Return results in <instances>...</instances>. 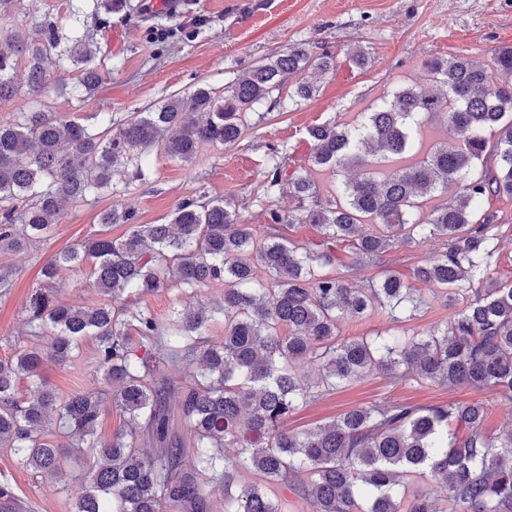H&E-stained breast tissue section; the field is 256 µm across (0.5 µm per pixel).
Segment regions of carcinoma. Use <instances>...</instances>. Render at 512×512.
I'll use <instances>...</instances> for the list:
<instances>
[{
	"mask_svg": "<svg viewBox=\"0 0 512 512\" xmlns=\"http://www.w3.org/2000/svg\"><path fill=\"white\" fill-rule=\"evenodd\" d=\"M81 2L67 26L30 11L26 22L0 26V102L23 88L42 95L50 63L75 70L76 97L95 92L96 45L81 17L105 22L113 4ZM20 59L27 63L21 73ZM494 66L508 80L493 81L467 57L433 56L424 62L428 85L387 91L355 124L333 118L309 127L312 151L289 179L293 205L286 213L268 210L262 237L226 201L184 199L165 224H135L117 206L101 213L103 226L129 224V234L102 233L81 249L61 250L42 274L49 282L63 269L87 267L103 300L72 306L50 288L26 300L34 343L0 360V447L64 491L68 461L82 462L74 512H208L213 488L229 487L242 470L262 482L241 488L227 512H281L270 484L294 487L314 512H436L433 498L441 496L448 512H512V431L485 435L483 401L374 405L313 430L283 426L315 396L371 373L491 390L512 403V284L492 276L496 216L482 208L491 196L512 198V44L498 49ZM335 67L334 54L293 44L241 70L226 95L198 87L100 132L42 108L0 123V253L45 236L65 203L112 191L119 168L144 179L155 147L189 163L204 146L237 142L246 114L267 103L284 107L285 88L291 103L311 98L318 86L306 74ZM295 73L301 80L286 85ZM431 120L445 124L448 141L379 175L412 153ZM487 128L496 130L492 167L484 165ZM288 160L277 149L268 154L269 186ZM353 167L360 177L342 180ZM317 171L338 178L332 197L319 195ZM437 196L444 201L423 215V203ZM285 224H313L320 241L286 243ZM364 224L373 229L362 231ZM430 239L440 253L413 268L414 279L437 285L450 304L463 285L480 284L458 317L429 336L340 338L343 317L419 315L425 301L398 271L364 286L355 278L396 248ZM259 268L267 281H257ZM213 281L224 283L220 302L175 306L165 323L139 302L161 288L194 290ZM215 312L224 314L219 342L206 335ZM133 332L146 351H157L155 359L135 353ZM87 338L97 344L104 389L61 399L41 377L45 359L64 365ZM303 360L313 373L296 370ZM180 363L195 367L189 379L164 373ZM108 405L128 425L103 440L97 428ZM50 416L68 442L45 432ZM176 417L189 438L178 433ZM407 473L427 479V491L406 496L400 486ZM18 509L13 486L1 482L0 512Z\"/></svg>",
	"mask_w": 512,
	"mask_h": 512,
	"instance_id": "1",
	"label": "carcinoma"
}]
</instances>
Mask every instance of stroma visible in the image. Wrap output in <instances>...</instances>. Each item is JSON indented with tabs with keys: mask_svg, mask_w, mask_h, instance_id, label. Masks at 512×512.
Returning a JSON list of instances; mask_svg holds the SVG:
<instances>
[{
	"mask_svg": "<svg viewBox=\"0 0 512 512\" xmlns=\"http://www.w3.org/2000/svg\"><path fill=\"white\" fill-rule=\"evenodd\" d=\"M197 8L211 16V24L193 36L160 42L153 39L152 27H177L178 17L144 11L139 0H119L109 24L95 33V61L103 80L94 94L82 102L75 100L70 93L74 74L62 68L55 71L42 97L22 92L0 103V122H10L17 113L42 104L71 118L105 112L121 123L133 113L199 86L226 90L240 70L263 63L293 43L307 44L317 53L330 51L336 56V68L321 79L314 97L289 111L251 114L250 127L237 143L205 148L189 163L152 150L147 179L114 175L116 194L66 205L46 237L0 254V270L10 272L12 279L10 291L0 295V358L14 357L19 348L31 344L23 304L41 287L43 265L55 252L89 241L100 228L102 210L116 204L133 212L136 223L160 224L167 222L182 199L227 200L244 223L263 233L267 209L285 211L292 204L287 182L269 191L264 188L262 172L270 149L304 162L311 152L309 126L332 117L352 120L386 90L425 83L423 61L428 56H467L488 65L501 46L512 44V0H198ZM350 45L369 53L366 68L350 66L344 55ZM484 207L497 216L494 274L512 282V198L493 197ZM88 279V271L64 269L53 288L65 303L93 306L101 296L89 287ZM416 289L425 302L416 319L397 321L384 311L362 319L344 318L338 324L341 336H425L453 321L459 308L446 302L440 288L420 282ZM95 357L94 340H85L65 365L46 362L44 377L62 398L76 391H95ZM470 400L489 402L484 423L488 436L512 431V405L499 402L493 392L423 380L394 381L377 373L309 401L289 417L287 427L308 430L359 406L404 402L433 406ZM0 480L13 485L25 512H72L79 489L74 482L69 493L59 492L55 482L36 477L3 448Z\"/></svg>",
	"mask_w": 512,
	"mask_h": 512,
	"instance_id": "1",
	"label": "stroma"
}]
</instances>
